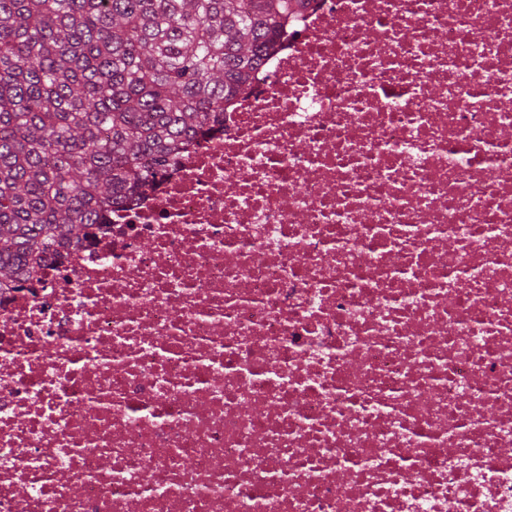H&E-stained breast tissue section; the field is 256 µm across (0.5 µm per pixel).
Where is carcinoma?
Segmentation results:
<instances>
[{
	"mask_svg": "<svg viewBox=\"0 0 512 512\" xmlns=\"http://www.w3.org/2000/svg\"><path fill=\"white\" fill-rule=\"evenodd\" d=\"M306 0H0V287L148 191Z\"/></svg>",
	"mask_w": 512,
	"mask_h": 512,
	"instance_id": "carcinoma-1",
	"label": "carcinoma"
}]
</instances>
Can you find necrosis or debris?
<instances>
[{
  "instance_id": "4bbe7bcc",
  "label": "necrosis or debris",
  "mask_w": 512,
  "mask_h": 512,
  "mask_svg": "<svg viewBox=\"0 0 512 512\" xmlns=\"http://www.w3.org/2000/svg\"><path fill=\"white\" fill-rule=\"evenodd\" d=\"M508 99L512 0H309L0 290V512H512Z\"/></svg>"
}]
</instances>
